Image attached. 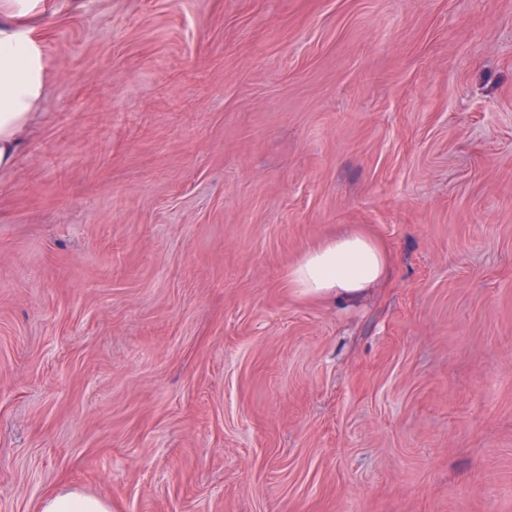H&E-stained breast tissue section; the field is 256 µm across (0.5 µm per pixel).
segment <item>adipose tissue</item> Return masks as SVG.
Instances as JSON below:
<instances>
[{
    "label": "adipose tissue",
    "mask_w": 512,
    "mask_h": 512,
    "mask_svg": "<svg viewBox=\"0 0 512 512\" xmlns=\"http://www.w3.org/2000/svg\"><path fill=\"white\" fill-rule=\"evenodd\" d=\"M53 0H0V170L11 168L47 86V63L30 23L54 12ZM387 256L373 238L353 232L308 252L289 272L303 294L348 304L385 274ZM39 512H112L105 501L76 489L45 496Z\"/></svg>",
    "instance_id": "ef3b65f1"
}]
</instances>
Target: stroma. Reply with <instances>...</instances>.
I'll list each match as a JSON object with an SVG mask.
<instances>
[{"label": "stroma", "mask_w": 512, "mask_h": 512, "mask_svg": "<svg viewBox=\"0 0 512 512\" xmlns=\"http://www.w3.org/2000/svg\"><path fill=\"white\" fill-rule=\"evenodd\" d=\"M0 171V512H512V0H58ZM359 229L343 309L291 268ZM39 512H112L105 501L77 489H62L45 496Z\"/></svg>", "instance_id": "35a3bbf8"}]
</instances>
